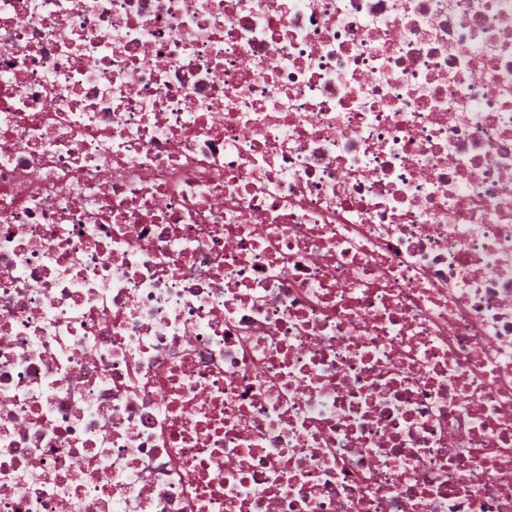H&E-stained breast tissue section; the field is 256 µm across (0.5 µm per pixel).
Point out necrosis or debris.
<instances>
[{"label":"necrosis or debris","mask_w":512,"mask_h":512,"mask_svg":"<svg viewBox=\"0 0 512 512\" xmlns=\"http://www.w3.org/2000/svg\"><path fill=\"white\" fill-rule=\"evenodd\" d=\"M0 512H512V0H0Z\"/></svg>","instance_id":"1"}]
</instances>
